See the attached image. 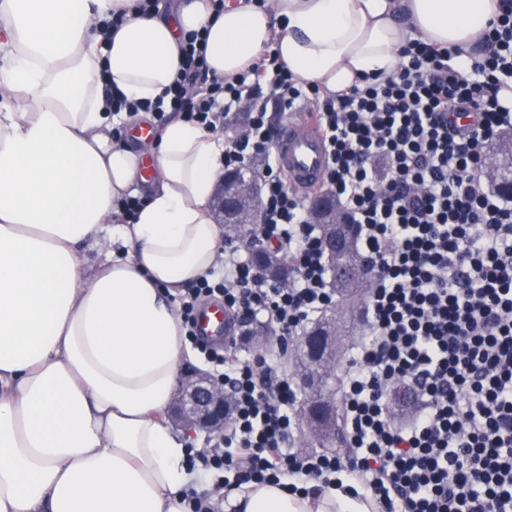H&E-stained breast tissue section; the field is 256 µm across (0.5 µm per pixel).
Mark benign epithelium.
Returning a JSON list of instances; mask_svg holds the SVG:
<instances>
[{
    "label": "benign epithelium",
    "mask_w": 512,
    "mask_h": 512,
    "mask_svg": "<svg viewBox=\"0 0 512 512\" xmlns=\"http://www.w3.org/2000/svg\"><path fill=\"white\" fill-rule=\"evenodd\" d=\"M259 190L255 182H243L221 176L214 197V209L220 224L240 223L243 207L250 206L253 223H258ZM312 223L341 224L343 217L336 207V199L323 195L310 205ZM224 383L206 372L185 374L170 410L172 423L189 428L207 438L224 436Z\"/></svg>",
    "instance_id": "obj_1"
}]
</instances>
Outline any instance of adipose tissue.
I'll return each instance as SVG.
<instances>
[{
	"label": "adipose tissue",
	"instance_id": "obj_1",
	"mask_svg": "<svg viewBox=\"0 0 512 512\" xmlns=\"http://www.w3.org/2000/svg\"><path fill=\"white\" fill-rule=\"evenodd\" d=\"M0 0V512H188L189 436L167 418L190 342L173 302L213 270L224 140L174 117L114 143L113 95L154 99L181 36L234 77L265 50L336 94L408 40L466 68L497 0ZM118 31L104 24L118 11ZM141 198L134 218L120 202ZM104 252L93 263L89 252ZM228 512H376L371 495L250 483Z\"/></svg>",
	"mask_w": 512,
	"mask_h": 512
}]
</instances>
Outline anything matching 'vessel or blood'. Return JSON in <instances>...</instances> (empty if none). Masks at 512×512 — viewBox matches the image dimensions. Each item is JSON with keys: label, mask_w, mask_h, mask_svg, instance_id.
Here are the masks:
<instances>
[{"label": "vessel or blood", "mask_w": 512, "mask_h": 512, "mask_svg": "<svg viewBox=\"0 0 512 512\" xmlns=\"http://www.w3.org/2000/svg\"><path fill=\"white\" fill-rule=\"evenodd\" d=\"M274 149L289 185L299 193L315 196L327 168L328 148L314 114L301 112L283 122ZM198 330L209 340L228 334L229 320L222 305L211 302L200 309Z\"/></svg>", "instance_id": "b4317fda"}]
</instances>
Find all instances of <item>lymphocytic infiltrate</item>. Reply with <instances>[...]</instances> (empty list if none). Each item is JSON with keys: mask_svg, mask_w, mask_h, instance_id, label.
Masks as SVG:
<instances>
[{"mask_svg": "<svg viewBox=\"0 0 512 512\" xmlns=\"http://www.w3.org/2000/svg\"><path fill=\"white\" fill-rule=\"evenodd\" d=\"M498 8L486 35L493 51L469 70L448 48L413 39L395 74L332 96L271 50L236 77L216 76L204 35L193 32L165 101L139 103L157 120L174 112L215 132L233 104L250 99L246 132L226 143L224 167L241 172L262 157L256 238L294 271L288 286L273 283L228 241L224 274L177 296L190 343L230 390L223 443L190 451L214 475L211 491L190 495L191 512H219L228 470L239 487L288 478L327 487L342 473L378 512H512V199L483 179L487 145L512 131V107L499 99L512 90V0ZM266 89L280 112H315L330 153L321 190L358 224L373 261L368 332L343 384V454L289 452L293 379L266 356L239 360L196 331L199 305L219 299L235 318L266 315L284 345L335 301L307 199L272 152L279 121ZM452 113L471 120L451 123ZM399 385L421 398L405 425L390 410Z\"/></svg>", "mask_w": 512, "mask_h": 512, "instance_id": "1", "label": "lymphocytic infiltrate"}]
</instances>
